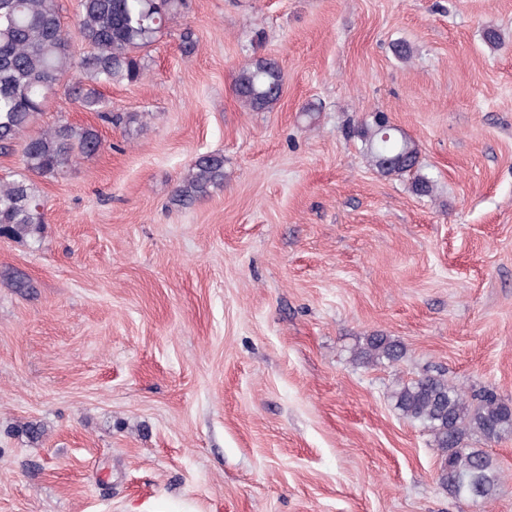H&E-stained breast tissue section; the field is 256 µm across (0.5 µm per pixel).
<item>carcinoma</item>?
<instances>
[{
  "instance_id": "obj_1",
  "label": "carcinoma",
  "mask_w": 512,
  "mask_h": 512,
  "mask_svg": "<svg viewBox=\"0 0 512 512\" xmlns=\"http://www.w3.org/2000/svg\"><path fill=\"white\" fill-rule=\"evenodd\" d=\"M186 0H76L75 30L66 29L60 0H0V152L22 140L24 173L0 178V236L23 241L45 223L38 177H57L77 158L96 152L99 131L66 119L37 133L30 130L47 108L50 94L71 71L79 77L67 85L69 99L97 113L107 125L137 120V114H114L97 86L132 84L146 69L141 52L168 33ZM85 47L80 55L73 41ZM283 73L272 58L243 66L233 92L250 112H270L279 103ZM353 133L370 165L384 177L411 179L419 197L436 192L433 177L421 166L419 144L383 114L358 124ZM224 186V155H199L178 181L173 205L189 207ZM363 365L394 363L403 346L384 334H372L354 353ZM395 410L422 426L440 455L436 479L448 494L470 501H491L502 483L500 467L470 441L495 443L512 435V402L491 389L467 394L442 374H423L398 383L389 394Z\"/></svg>"
}]
</instances>
